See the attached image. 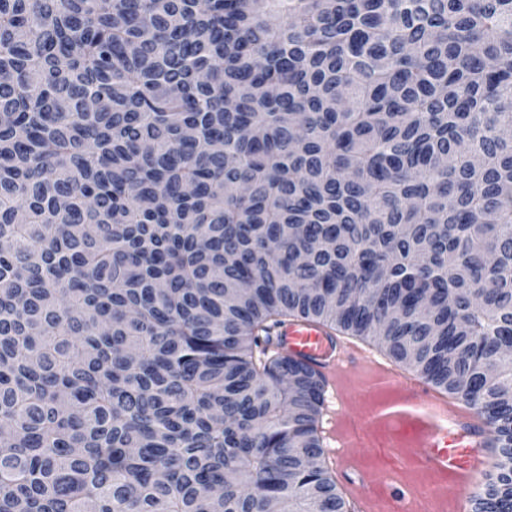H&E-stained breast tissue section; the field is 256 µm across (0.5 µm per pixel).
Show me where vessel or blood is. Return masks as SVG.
<instances>
[{
  "mask_svg": "<svg viewBox=\"0 0 512 512\" xmlns=\"http://www.w3.org/2000/svg\"><path fill=\"white\" fill-rule=\"evenodd\" d=\"M273 342L331 382L336 445L362 512H463L492 441L484 419L395 366L345 351L317 323L285 322Z\"/></svg>",
  "mask_w": 512,
  "mask_h": 512,
  "instance_id": "obj_1",
  "label": "vessel or blood"
}]
</instances>
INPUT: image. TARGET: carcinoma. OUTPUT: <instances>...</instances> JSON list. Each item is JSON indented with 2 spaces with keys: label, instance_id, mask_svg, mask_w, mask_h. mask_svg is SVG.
<instances>
[{
  "label": "carcinoma",
  "instance_id": "carcinoma-1",
  "mask_svg": "<svg viewBox=\"0 0 512 512\" xmlns=\"http://www.w3.org/2000/svg\"><path fill=\"white\" fill-rule=\"evenodd\" d=\"M2 240L0 512H349L294 318L512 512V0H0Z\"/></svg>",
  "mask_w": 512,
  "mask_h": 512
}]
</instances>
